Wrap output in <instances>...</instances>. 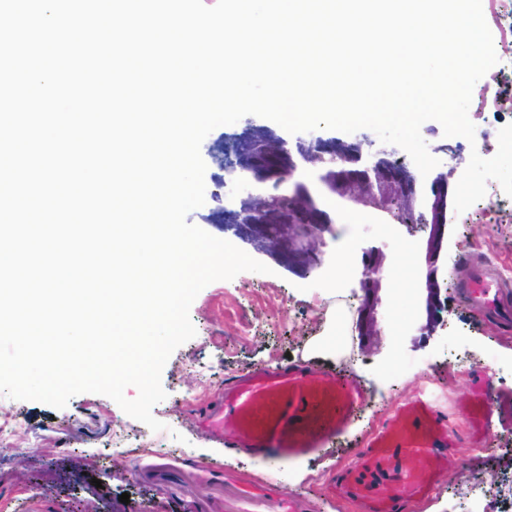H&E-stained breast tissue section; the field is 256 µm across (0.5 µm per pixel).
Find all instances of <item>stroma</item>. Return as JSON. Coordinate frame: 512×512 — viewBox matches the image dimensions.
I'll return each mask as SVG.
<instances>
[{"label":"stroma","mask_w":512,"mask_h":512,"mask_svg":"<svg viewBox=\"0 0 512 512\" xmlns=\"http://www.w3.org/2000/svg\"><path fill=\"white\" fill-rule=\"evenodd\" d=\"M512 56L502 57L474 87L469 118L475 139L448 137L430 120L421 135L439 164L428 175L404 167V151L367 129L347 134L319 129L288 133L247 115L213 130L201 145L205 203L188 216L269 268L207 285L189 315L196 335L165 364L163 401L152 409L163 423L152 431L111 398L81 393L64 408L0 394V424L15 432L0 440V512H111L121 495L149 512H351L325 491L336 470L359 462L366 435L420 393L448 412L455 447L432 499L415 512H504L512 503V322L468 311L460 300L467 260L478 258L512 278V201L489 181L485 202L463 213L443 204L449 180L460 179L471 154L493 157L498 131L512 123ZM327 151L355 140L362 155L341 165L308 163V142ZM287 142L289 155L277 154ZM256 156L251 181L272 187L292 172L295 210L266 214L256 201L227 193L240 174L241 154ZM378 170L385 184L404 183L415 213L446 227L432 238L417 224L391 223L376 206H354L341 194L325 199L321 180L345 187ZM360 245L352 262L336 249L338 219ZM347 284L330 287L337 272ZM407 271L396 280L391 270ZM337 334L335 356L311 351ZM305 363L352 378L365 394L350 427L332 445L275 465L221 444L205 426L224 385L253 367ZM495 407V424L473 442L458 407L475 385ZM497 472L498 486L477 484Z\"/></svg>","instance_id":"obj_1"}]
</instances>
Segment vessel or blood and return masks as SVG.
<instances>
[{"mask_svg": "<svg viewBox=\"0 0 512 512\" xmlns=\"http://www.w3.org/2000/svg\"><path fill=\"white\" fill-rule=\"evenodd\" d=\"M464 296L479 313L512 319V290L495 271L475 266ZM362 401L339 374L257 368L225 388L221 409L210 415L209 424L231 447L288 459L323 447L351 423ZM461 413L477 433L490 424L493 406L479 392ZM452 444L447 412L435 400L415 397L367 436L361 468L341 467L330 488L357 512H408L411 503L434 494L433 474Z\"/></svg>", "mask_w": 512, "mask_h": 512, "instance_id": "obj_1", "label": "vessel or blood"}]
</instances>
